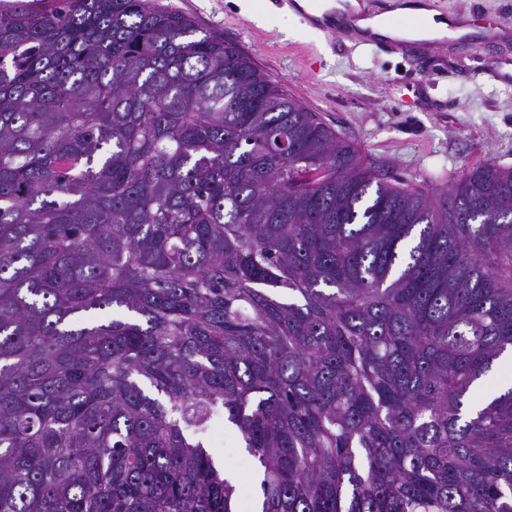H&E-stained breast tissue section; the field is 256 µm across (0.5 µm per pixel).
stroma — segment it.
Returning a JSON list of instances; mask_svg holds the SVG:
<instances>
[{"mask_svg": "<svg viewBox=\"0 0 512 512\" xmlns=\"http://www.w3.org/2000/svg\"><path fill=\"white\" fill-rule=\"evenodd\" d=\"M237 46L281 88L340 136L364 161L402 184L440 189L461 171L491 160L512 167V81L482 74V58L415 44L408 53L353 49L325 36L286 35L278 11L286 0H253L264 23L234 0H161ZM447 18L471 14V40L512 59V0H436ZM212 452L250 491L253 463L224 425H209Z\"/></svg>", "mask_w": 512, "mask_h": 512, "instance_id": "1", "label": "stroma"}]
</instances>
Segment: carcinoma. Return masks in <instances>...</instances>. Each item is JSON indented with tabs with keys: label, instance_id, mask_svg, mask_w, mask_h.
<instances>
[{
	"label": "carcinoma",
	"instance_id": "obj_1",
	"mask_svg": "<svg viewBox=\"0 0 512 512\" xmlns=\"http://www.w3.org/2000/svg\"><path fill=\"white\" fill-rule=\"evenodd\" d=\"M512 167L392 184L154 0L0 7V512H512ZM217 420V426H216ZM210 421L206 434L212 452L223 458L224 467L233 470L238 476L240 492H249L253 485V463L236 437L224 427V419Z\"/></svg>",
	"mask_w": 512,
	"mask_h": 512
}]
</instances>
